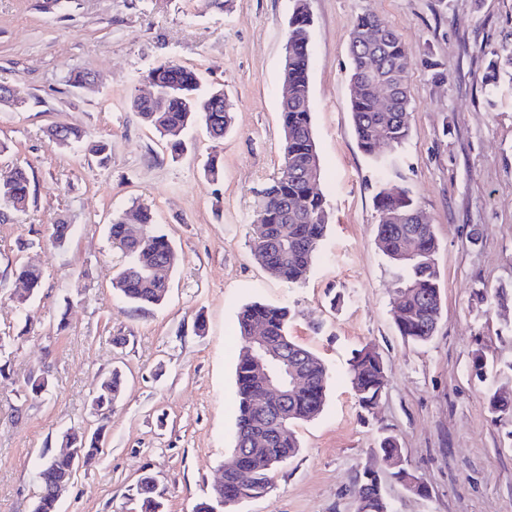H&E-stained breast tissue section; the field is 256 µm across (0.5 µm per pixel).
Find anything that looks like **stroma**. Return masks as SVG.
Wrapping results in <instances>:
<instances>
[{
  "label": "stroma",
  "instance_id": "35a3bbf8",
  "mask_svg": "<svg viewBox=\"0 0 512 512\" xmlns=\"http://www.w3.org/2000/svg\"><path fill=\"white\" fill-rule=\"evenodd\" d=\"M307 4L328 228L306 278L287 283L254 260L251 239L257 191L283 163L281 63L294 0H0V85L25 97L0 108V177L21 166L30 178L26 211L0 210V335L15 339L0 372V512H32L39 464L73 427L100 432L102 451L76 472L58 512H130L145 473L165 512H194L235 446L234 329L254 301L291 309L290 336L324 361L329 380L320 416L295 426L300 448L274 471L273 491L236 512H356L350 487L368 466L391 512H512V415L494 417L486 399L492 387L512 392V304L491 308L476 295L512 289V78L485 80L492 55H512V0ZM367 12L396 31L410 60V134L375 160L357 144L348 78L350 34ZM168 62L224 89L233 123L223 140L194 125L175 157L138 120L133 99ZM73 71L94 84L72 86ZM60 120L106 141L107 164L52 145ZM211 155L224 166L216 183L202 170ZM383 188L408 190L438 237L442 310L423 346L404 343L392 322L402 275L375 242ZM138 207L179 255L164 304L143 311L112 288L126 259L109 238L112 220ZM55 224L71 228L65 247L50 238ZM21 263L43 272L27 321L14 300ZM367 343L388 366L369 413L347 378ZM477 351L488 361L481 377ZM115 369L124 390L102 425L91 400ZM42 372L50 391L25 397L24 378ZM387 433L425 495L390 476L377 452Z\"/></svg>",
  "mask_w": 512,
  "mask_h": 512
}]
</instances>
